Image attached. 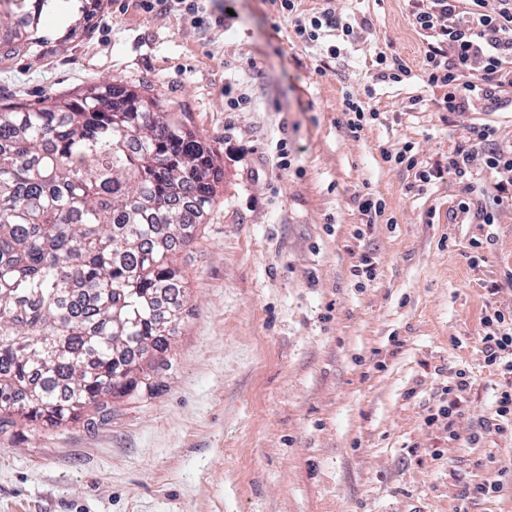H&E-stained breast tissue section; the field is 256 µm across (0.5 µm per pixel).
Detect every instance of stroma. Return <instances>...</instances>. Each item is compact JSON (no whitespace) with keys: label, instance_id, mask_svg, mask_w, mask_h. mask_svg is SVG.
I'll return each instance as SVG.
<instances>
[{"label":"stroma","instance_id":"stroma-1","mask_svg":"<svg viewBox=\"0 0 512 512\" xmlns=\"http://www.w3.org/2000/svg\"><path fill=\"white\" fill-rule=\"evenodd\" d=\"M298 5L332 8L353 38L302 42L272 0H199L201 24L99 0L81 23L51 8L39 53L0 56V105L119 86L177 113L221 170L204 224L171 258L185 305L168 350L106 412L0 434V512H512V482L469 496L512 463V439L491 424L505 380L480 345L488 286L512 305V205L481 230L453 211L488 173L411 191L382 156L410 143L434 162L473 120L512 140V108L440 111L407 0ZM380 52L412 78L377 82ZM372 83L380 119L356 138L343 95ZM365 188L386 218L359 237L352 197ZM365 254L377 272L360 283L351 268ZM460 374L464 437L452 441L424 418Z\"/></svg>","mask_w":512,"mask_h":512}]
</instances>
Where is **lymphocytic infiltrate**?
<instances>
[{
    "mask_svg": "<svg viewBox=\"0 0 512 512\" xmlns=\"http://www.w3.org/2000/svg\"><path fill=\"white\" fill-rule=\"evenodd\" d=\"M410 17L416 30L433 39L423 73L426 85L442 92L439 109L461 116L512 105V0H412ZM326 30L346 37L354 33L348 20L328 8L296 15L294 31L303 41H318ZM384 157L413 171L423 187L448 174L465 176L474 164H481L493 182L487 188L475 187L476 197L489 193L496 204L512 202V143L500 142L490 124L470 123L464 140L429 165H419L409 143ZM487 293L481 351L486 367L506 379L496 399L495 428L512 433V307L499 299L498 288H488ZM468 385L462 378L444 386L425 424L442 429L450 440H460L461 399Z\"/></svg>",
    "mask_w": 512,
    "mask_h": 512,
    "instance_id": "1",
    "label": "lymphocytic infiltrate"
}]
</instances>
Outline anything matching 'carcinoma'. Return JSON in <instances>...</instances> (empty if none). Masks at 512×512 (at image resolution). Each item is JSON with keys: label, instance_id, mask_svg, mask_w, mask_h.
Wrapping results in <instances>:
<instances>
[{"label": "carcinoma", "instance_id": "carcinoma-1", "mask_svg": "<svg viewBox=\"0 0 512 512\" xmlns=\"http://www.w3.org/2000/svg\"><path fill=\"white\" fill-rule=\"evenodd\" d=\"M4 2L0 45L37 52L48 0ZM220 174L181 120L112 86L0 108V433L75 422L167 350L184 297L169 254Z\"/></svg>", "mask_w": 512, "mask_h": 512}]
</instances>
